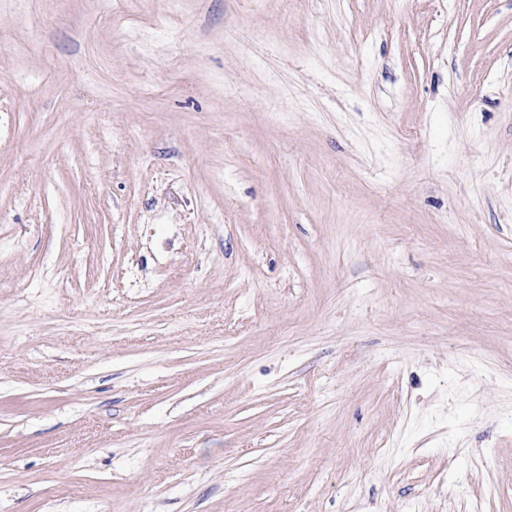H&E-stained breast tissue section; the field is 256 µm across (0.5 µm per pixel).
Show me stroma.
I'll return each mask as SVG.
<instances>
[{"instance_id": "obj_1", "label": "stroma", "mask_w": 512, "mask_h": 512, "mask_svg": "<svg viewBox=\"0 0 512 512\" xmlns=\"http://www.w3.org/2000/svg\"><path fill=\"white\" fill-rule=\"evenodd\" d=\"M512 512V0H0V512Z\"/></svg>"}]
</instances>
